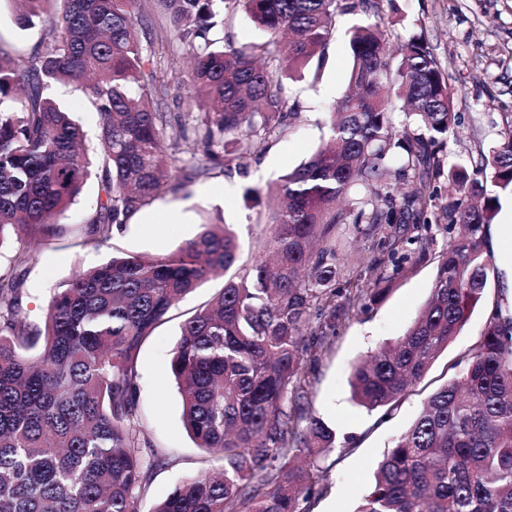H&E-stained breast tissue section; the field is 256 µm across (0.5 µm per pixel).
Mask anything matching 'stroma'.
Returning <instances> with one entry per match:
<instances>
[{"label": "stroma", "mask_w": 512, "mask_h": 512, "mask_svg": "<svg viewBox=\"0 0 512 512\" xmlns=\"http://www.w3.org/2000/svg\"><path fill=\"white\" fill-rule=\"evenodd\" d=\"M15 14L13 0H0V52L19 62L28 57L40 34L35 29L20 30ZM381 15L393 34L425 39L448 79L454 109L461 118L448 138V163L479 160L512 123V0H383ZM365 21L358 11L337 14L322 57L312 60L301 78L284 83L287 97L299 106L298 116L286 135L252 143L245 171H217L178 192L162 194L158 205L181 206L183 223H154L157 205H150L101 248L75 245L70 234L48 246H34L21 299L28 322L42 325L53 288L76 269L97 266L114 254L165 255L194 239L207 224L233 225L241 245L233 271L241 273L256 255V242L270 233V192L277 178L308 158L327 135V107L346 91L352 65L348 32ZM53 93L81 124L88 146H95L100 117L82 89L59 84ZM428 233L434 238L433 255L453 237L441 224L431 225ZM487 247L492 261L484 301L396 408L372 412L351 398V368L410 327L430 296L435 261L432 255L403 262L391 258L388 248L371 250L361 242L343 251L342 264L357 275L364 273L370 257H379L392 282L389 293L371 311L343 316L335 336L316 347L317 359L309 368V410L334 431L336 440L316 459L323 494L314 512H355L393 440L415 420L429 394L456 376L455 362L474 348L497 301L512 300L511 197L502 198L488 226ZM223 285L220 278L202 283L171 309L140 350L136 424L142 445L162 456L164 464L156 469L148 493L140 499L139 512H153L156 503L182 481L223 466L222 460L198 448L185 430L181 399L170 374L184 320Z\"/></svg>", "instance_id": "stroma-1"}]
</instances>
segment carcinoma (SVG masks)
<instances>
[{"mask_svg":"<svg viewBox=\"0 0 512 512\" xmlns=\"http://www.w3.org/2000/svg\"><path fill=\"white\" fill-rule=\"evenodd\" d=\"M137 2L21 0L18 25L42 24V37L23 66L0 54V248L18 244L0 273V512H138L161 465L134 424L139 351L177 300L239 254L222 224L162 257L113 255L59 284L44 329L32 327L20 305L26 240L68 232L59 217L92 167L53 85L78 84L101 118L100 193L77 242L101 247L163 190L246 167L244 145L281 136L297 116L282 78L323 54L337 13L381 11L379 0H157L167 25L149 32ZM238 12L263 39L216 37ZM169 36L193 59L171 85L158 79ZM350 49V90L328 109V138L281 176L259 256L185 320L171 360L184 426L224 461L222 472L183 481L154 512H313L322 475L295 460L332 448L335 433L307 414L315 353L301 331L316 317L319 336L336 335L344 290L347 309L359 311L389 292L378 265L355 280L340 264L350 240L416 244L424 260L433 239L413 230L433 220L465 227L437 253L413 324L352 366V398L370 412L394 408L426 375L487 288L485 229L512 195V127L474 166L447 169L459 117L428 44H393L375 23L353 29ZM171 98L186 111H166ZM188 140L204 161L180 157ZM462 362L394 440L356 512H512L509 301L492 309Z\"/></svg>","mask_w":512,"mask_h":512,"instance_id":"cac0c4a2","label":"carcinoma"}]
</instances>
